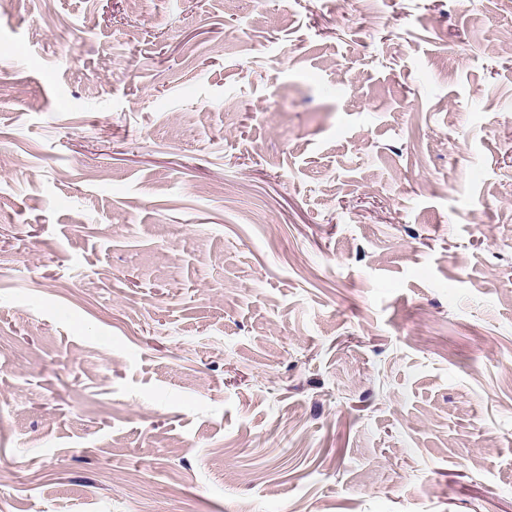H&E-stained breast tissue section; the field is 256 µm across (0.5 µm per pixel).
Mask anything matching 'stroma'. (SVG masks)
I'll list each match as a JSON object with an SVG mask.
<instances>
[{
    "mask_svg": "<svg viewBox=\"0 0 512 512\" xmlns=\"http://www.w3.org/2000/svg\"><path fill=\"white\" fill-rule=\"evenodd\" d=\"M0 512H512V0L0 9Z\"/></svg>",
    "mask_w": 512,
    "mask_h": 512,
    "instance_id": "1",
    "label": "stroma"
}]
</instances>
